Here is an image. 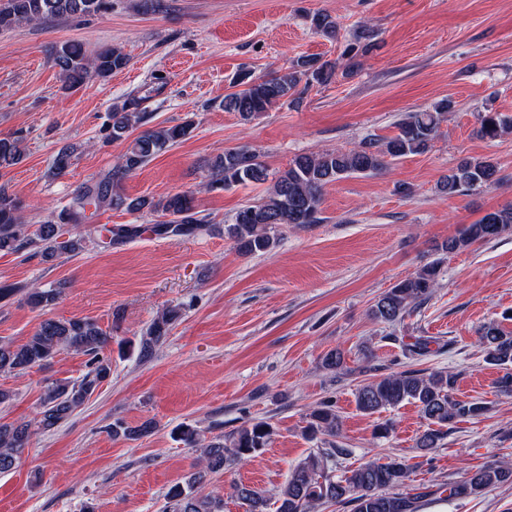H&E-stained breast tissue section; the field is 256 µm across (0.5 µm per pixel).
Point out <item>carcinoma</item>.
<instances>
[{
	"label": "carcinoma",
	"mask_w": 512,
	"mask_h": 512,
	"mask_svg": "<svg viewBox=\"0 0 512 512\" xmlns=\"http://www.w3.org/2000/svg\"><path fill=\"white\" fill-rule=\"evenodd\" d=\"M106 0H0V29L17 24H43L48 21L99 12ZM313 26L323 34L334 37L338 23L326 13L312 17ZM54 62L59 68L65 91L80 88L92 76L105 79L124 69L128 58L117 47H101L87 54L77 41H67L56 47ZM336 75V64L315 58L300 57L280 68L269 77L250 80L238 77L233 84L239 90L224 95V111L235 112L249 121L280 103L295 105L300 83L309 87L325 86ZM451 110V102L442 99L428 112H413L397 124V133L384 142L365 139L351 149H335L295 156L288 167L270 176L259 155L247 148L227 149L215 162L211 189H227L238 185L269 184L258 201L242 206L233 222L224 226V234L232 239L244 255L272 250L281 225L304 227L321 222L323 193L327 186L352 175H371L387 169L394 161L426 152L439 135L442 122ZM145 121L135 103L125 102L113 108L107 137L113 142L125 141L127 146L111 172L99 181L80 187L70 205L53 219L37 228L22 222L21 202L0 188V252L13 253L35 247L44 261H54L63 253L80 252L85 238L71 237L59 242L61 225L79 226L87 220L86 210L123 206L129 212L144 209L159 214L162 221L155 231L175 235H195L210 230L208 220L199 215L192 194L179 192L157 201L145 197L130 199L120 193L122 179L152 160L174 143L189 137L194 122L184 121L173 126L146 129L131 137L134 128ZM512 131V116L499 112L480 114L478 134L486 140H496ZM22 139L19 136L0 138V166L8 167L22 161ZM496 164L486 158L462 160L440 184L443 193L463 195L480 188L496 186L500 178ZM512 230V206L485 214L477 223L463 227L448 238L444 248L450 252L487 242ZM440 269L431 264L416 275L406 278L381 295L372 307L373 316L383 322H394L425 302L438 286ZM24 293L26 303L33 308H45L56 300L52 290H29L11 285L0 287V301ZM181 318L178 305L165 309L142 337L140 356L149 358ZM109 337L98 323L87 317L46 319L39 328L21 343L0 341V372L23 375L36 366L49 363L63 348L90 356V370L78 382L56 381L45 389L35 417L30 421L0 424V474L12 471L21 462L35 430L50 431L66 421L90 398L112 371L109 358L100 355ZM479 345L487 363L505 369L498 380V389L512 395V335L498 323L483 325ZM455 375L446 370L427 373L423 370H404L365 382L357 388V409L373 415L402 403L415 404L426 428L419 434L416 445L430 451L440 445L448 433V425L462 419H475L488 412L482 401H465L453 397ZM156 423L147 420L130 427L123 422L112 425L114 437L137 439L150 434ZM341 427L340 416L331 400L319 402L307 414L305 434L314 439L319 435L334 437ZM272 435L269 422L253 419L232 435L206 443L189 424L180 427V440L200 449L199 456L180 481L165 494L162 512H224V496L207 490L210 477L247 461L267 447ZM343 448H328L309 454L288 476L276 494L275 512H316L331 503L350 508V512H418L421 499L430 495L427 490L411 494L406 491L410 465L402 457L386 462L367 461L338 477L330 462L344 454ZM512 484V463L491 461L465 480L446 487L448 497L477 496L485 490ZM233 494L246 512H268L269 498L251 485L236 483Z\"/></svg>",
	"instance_id": "carcinoma-1"
}]
</instances>
